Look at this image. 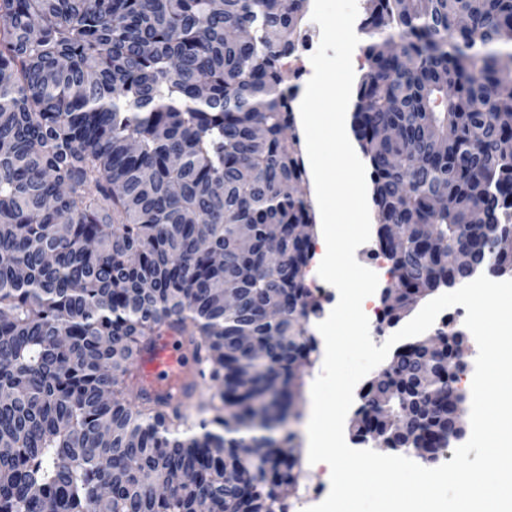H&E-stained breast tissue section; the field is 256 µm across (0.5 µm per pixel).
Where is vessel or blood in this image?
Listing matches in <instances>:
<instances>
[{
	"label": "vessel or blood",
	"mask_w": 512,
	"mask_h": 512,
	"mask_svg": "<svg viewBox=\"0 0 512 512\" xmlns=\"http://www.w3.org/2000/svg\"><path fill=\"white\" fill-rule=\"evenodd\" d=\"M138 366L141 386L148 392L177 398L194 387L192 363L176 334L156 339L151 349L140 356Z\"/></svg>",
	"instance_id": "obj_1"
}]
</instances>
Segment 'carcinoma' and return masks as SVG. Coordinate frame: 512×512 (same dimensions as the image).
I'll use <instances>...</instances> for the list:
<instances>
[{"label":"carcinoma","instance_id":"carcinoma-1","mask_svg":"<svg viewBox=\"0 0 512 512\" xmlns=\"http://www.w3.org/2000/svg\"><path fill=\"white\" fill-rule=\"evenodd\" d=\"M306 3L0 0V512L299 496L295 435L269 429L318 352L282 73ZM361 31L351 127L393 326L480 267L512 275V0H366ZM170 331L215 389L197 420L140 386L138 354ZM461 337L399 345L353 439L428 462L461 439Z\"/></svg>","mask_w":512,"mask_h":512}]
</instances>
